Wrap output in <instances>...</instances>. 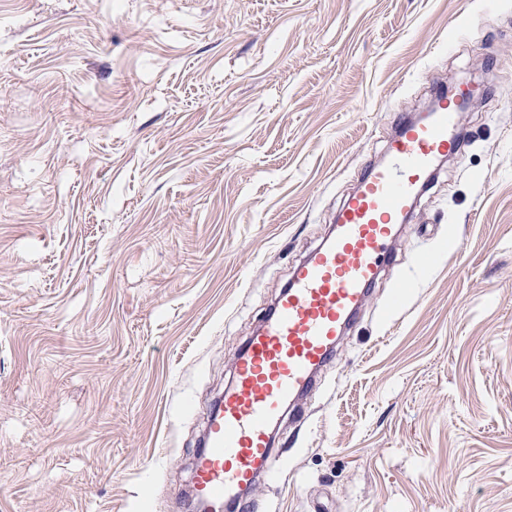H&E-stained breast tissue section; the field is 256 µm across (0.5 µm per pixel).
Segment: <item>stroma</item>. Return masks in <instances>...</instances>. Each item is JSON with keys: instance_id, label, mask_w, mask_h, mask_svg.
<instances>
[{"instance_id": "stroma-1", "label": "stroma", "mask_w": 512, "mask_h": 512, "mask_svg": "<svg viewBox=\"0 0 512 512\" xmlns=\"http://www.w3.org/2000/svg\"><path fill=\"white\" fill-rule=\"evenodd\" d=\"M465 76L249 512H512V0H0V512H187L246 339Z\"/></svg>"}]
</instances>
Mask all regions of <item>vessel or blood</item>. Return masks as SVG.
Segmentation results:
<instances>
[{
	"label": "vessel or blood",
	"instance_id": "b4317fda",
	"mask_svg": "<svg viewBox=\"0 0 512 512\" xmlns=\"http://www.w3.org/2000/svg\"><path fill=\"white\" fill-rule=\"evenodd\" d=\"M471 95L466 84L440 90L431 112L403 118L384 161L361 177L339 209L330 237L293 268L208 416L193 471L198 496L230 505L261 477L274 475V423L313 388L317 371L333 357L436 163L459 152L460 112Z\"/></svg>",
	"mask_w": 512,
	"mask_h": 512
}]
</instances>
